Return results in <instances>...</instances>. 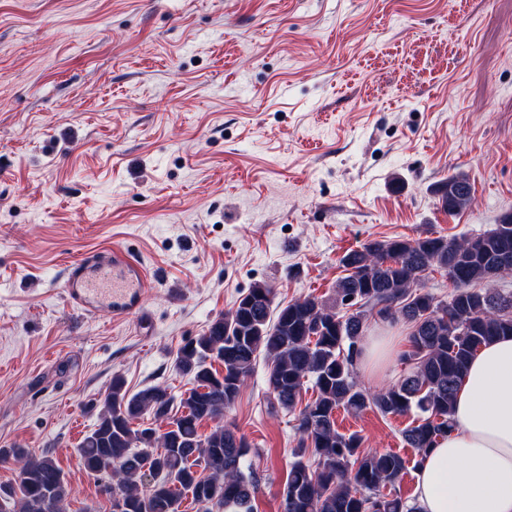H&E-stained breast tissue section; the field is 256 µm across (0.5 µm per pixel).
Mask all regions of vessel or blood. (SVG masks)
I'll use <instances>...</instances> for the list:
<instances>
[{"instance_id": "vessel-or-blood-1", "label": "vessel or blood", "mask_w": 512, "mask_h": 512, "mask_svg": "<svg viewBox=\"0 0 512 512\" xmlns=\"http://www.w3.org/2000/svg\"><path fill=\"white\" fill-rule=\"evenodd\" d=\"M148 286L144 264L113 249L92 251L70 262L62 279L64 296L72 308L85 315L104 309L116 320L141 311Z\"/></svg>"}]
</instances>
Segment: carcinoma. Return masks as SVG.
I'll use <instances>...</instances> for the list:
<instances>
[{
	"label": "carcinoma",
	"instance_id": "obj_1",
	"mask_svg": "<svg viewBox=\"0 0 512 512\" xmlns=\"http://www.w3.org/2000/svg\"><path fill=\"white\" fill-rule=\"evenodd\" d=\"M442 208L459 212L472 202L462 174L433 189ZM512 249V224L461 239L430 235L374 241L341 258L348 276L336 284L333 305L315 298L272 310V288L257 282L207 331L181 346L177 370L195 387L179 401L164 385L127 393L119 375L104 395L98 422L81 442L80 467L117 494L122 512H179L188 498L197 512H254L255 484L245 474L248 445L221 424L259 356L268 360L274 403L295 414L298 451L288 472L282 512H419L417 504L382 493L395 487L419 457L453 427L452 404L469 359L489 340L512 335V292L481 288L504 273L495 256ZM447 272L454 291L443 301L424 289L425 273ZM345 313H336V307ZM388 314L412 325L402 360L409 371L396 384L371 391L354 376L367 322ZM223 363L219 372L212 362ZM312 381L315 398L302 403ZM383 415L417 413L402 432L414 456L370 451L363 437L336 427L338 408ZM149 414L163 432L134 428ZM205 420L216 422L207 434ZM311 459H306V456ZM0 463L19 467L18 480L0 484V512H65L71 488L54 459L26 448H0Z\"/></svg>",
	"mask_w": 512,
	"mask_h": 512
}]
</instances>
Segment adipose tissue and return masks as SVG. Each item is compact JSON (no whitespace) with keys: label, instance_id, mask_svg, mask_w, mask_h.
Masks as SVG:
<instances>
[{"label":"adipose tissue","instance_id":"ef3b65f1","mask_svg":"<svg viewBox=\"0 0 512 512\" xmlns=\"http://www.w3.org/2000/svg\"><path fill=\"white\" fill-rule=\"evenodd\" d=\"M453 420L448 435L421 457V512H512V336L474 354Z\"/></svg>","mask_w":512,"mask_h":512}]
</instances>
